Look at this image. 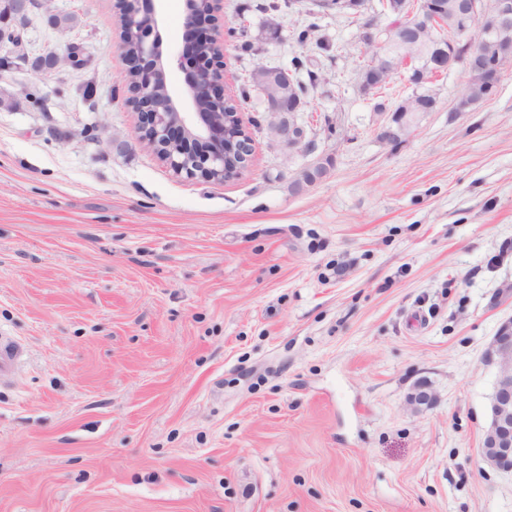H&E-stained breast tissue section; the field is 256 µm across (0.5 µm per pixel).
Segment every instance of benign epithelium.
<instances>
[{"label": "benign epithelium", "mask_w": 512, "mask_h": 512, "mask_svg": "<svg viewBox=\"0 0 512 512\" xmlns=\"http://www.w3.org/2000/svg\"><path fill=\"white\" fill-rule=\"evenodd\" d=\"M147 0H119L121 6L120 29L135 35L140 48L128 52L124 42L118 50L126 62L127 82L136 91L133 108L138 114V133L156 153L166 171L173 177L186 181L224 183L247 169L252 162L254 140L244 113H233L237 144V161H226L224 139L227 125L222 113L231 102L226 93L228 80L224 43V0H206L203 10H189L184 24L196 25L200 20L208 23L204 40L196 50L195 66L185 81L186 94L195 106L207 111L199 113L201 125L186 121L178 101L173 97L165 72L159 40L152 37L155 18L144 9ZM27 0H0V44L13 43L17 30L14 22L26 9ZM462 9L469 15V23L485 28L503 8L497 0L494 8L485 12L481 0H462ZM386 39L379 38L369 66L380 79H389L397 71L410 65L407 58L398 64V58L386 56L381 47ZM512 63V51L504 49L486 74L489 84L487 96L478 99L463 98L465 107L491 99L497 89L505 66ZM266 112L270 114V127L277 137L290 147L300 144L299 128L294 114L303 105L300 100L286 99L277 91L265 93ZM494 356L501 366L497 389L493 398L492 419L485 431L481 455L490 466L503 471L512 470V325L504 324L494 340Z\"/></svg>", "instance_id": "benign-epithelium-1"}]
</instances>
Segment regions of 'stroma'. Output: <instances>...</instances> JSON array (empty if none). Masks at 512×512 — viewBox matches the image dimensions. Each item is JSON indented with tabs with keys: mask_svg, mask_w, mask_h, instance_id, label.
Instances as JSON below:
<instances>
[{
	"mask_svg": "<svg viewBox=\"0 0 512 512\" xmlns=\"http://www.w3.org/2000/svg\"><path fill=\"white\" fill-rule=\"evenodd\" d=\"M261 3L224 0L247 32L226 40L228 93L260 65L316 85L294 148L252 91L253 161L221 184L172 177L140 140L116 0L18 19L0 333L25 360L0 384V512H512V472L479 453L512 320V70L466 112L465 69L438 76L394 144L412 87L364 94L352 60L361 26L391 21L378 0L304 40L316 0ZM154 6L178 95L186 0ZM72 44L82 65L33 67Z\"/></svg>",
	"mask_w": 512,
	"mask_h": 512,
	"instance_id": "1",
	"label": "stroma"
}]
</instances>
